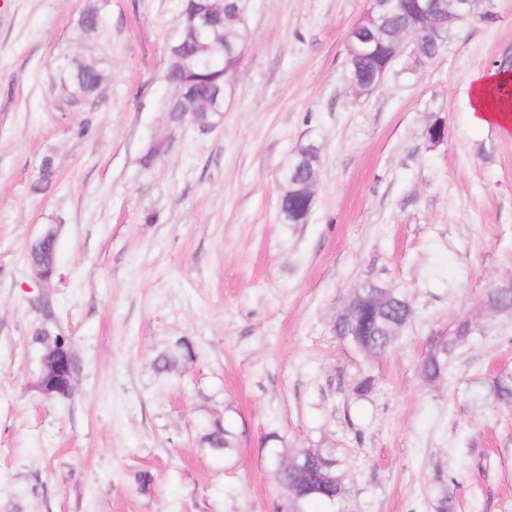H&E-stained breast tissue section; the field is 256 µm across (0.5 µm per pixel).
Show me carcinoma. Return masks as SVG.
<instances>
[{
    "label": "carcinoma",
    "instance_id": "1",
    "mask_svg": "<svg viewBox=\"0 0 512 512\" xmlns=\"http://www.w3.org/2000/svg\"><path fill=\"white\" fill-rule=\"evenodd\" d=\"M238 9L239 0H185L179 35L167 47L164 72L165 81L177 92V97L167 107L173 123L182 121V112L189 104L193 105L195 124L199 127H212L224 115L228 80L240 64V50L249 38ZM99 24L97 9L87 7L80 17L81 29L91 33ZM65 68L75 92L84 97L99 93L103 74L94 61L73 57L66 61ZM55 176L53 158L47 156L40 164L33 190H45ZM298 207L296 194L283 189L280 208L288 223H293ZM360 292L361 310L350 321L336 325L333 333L340 343L362 358L363 367L351 391L356 397L365 398L376 385L371 364L387 356L397 341V337L386 335L387 322H395L399 331H404L413 316V308L400 293L380 309L373 303L371 290L362 288ZM476 331V325L465 316L455 323L448 335L439 337L440 348L428 351L420 363L422 381L435 384L445 380L450 359L469 343ZM194 358L192 345L179 340L155 356L153 368L159 375H170L184 369V364ZM489 392L501 401L512 400V380L493 381ZM207 426L206 421L200 425L201 440L207 441L214 454L228 458L236 447L234 434L226 428L207 432ZM270 461L277 484L288 496V512H309V506L316 503L344 501L346 489L340 471L341 460L334 449L300 448L286 456H273Z\"/></svg>",
    "mask_w": 512,
    "mask_h": 512
}]
</instances>
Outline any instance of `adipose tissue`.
Masks as SVG:
<instances>
[{"label":"adipose tissue","instance_id":"1","mask_svg":"<svg viewBox=\"0 0 512 512\" xmlns=\"http://www.w3.org/2000/svg\"><path fill=\"white\" fill-rule=\"evenodd\" d=\"M471 115L475 124L512 132V73L476 70L471 78Z\"/></svg>","mask_w":512,"mask_h":512}]
</instances>
